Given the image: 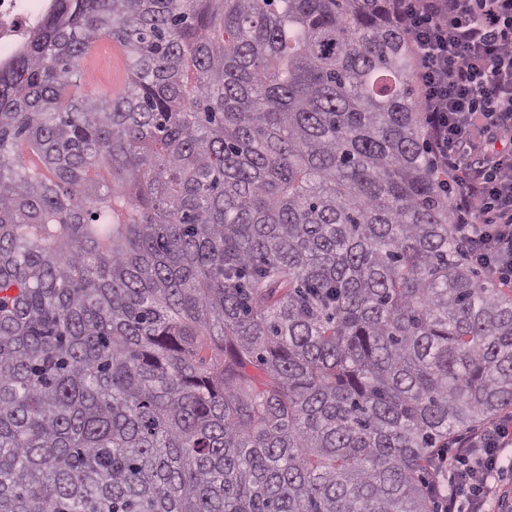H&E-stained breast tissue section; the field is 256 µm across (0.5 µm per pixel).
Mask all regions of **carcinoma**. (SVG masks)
Listing matches in <instances>:
<instances>
[{"mask_svg":"<svg viewBox=\"0 0 512 512\" xmlns=\"http://www.w3.org/2000/svg\"><path fill=\"white\" fill-rule=\"evenodd\" d=\"M395 2L56 0L0 72V512H431L512 408ZM117 47L109 40H103L98 44L100 51V68L98 72H91L86 68L85 61L82 63L81 70V91L82 84L87 80L95 82L100 87V94L109 93L112 90L111 68H112V53ZM84 93V92H83Z\"/></svg>","mask_w":512,"mask_h":512,"instance_id":"1","label":"carcinoma"}]
</instances>
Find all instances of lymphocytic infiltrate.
Masks as SVG:
<instances>
[{
	"label": "lymphocytic infiltrate",
	"mask_w": 512,
	"mask_h": 512,
	"mask_svg": "<svg viewBox=\"0 0 512 512\" xmlns=\"http://www.w3.org/2000/svg\"><path fill=\"white\" fill-rule=\"evenodd\" d=\"M406 36L419 61V108L437 170L446 175L456 234L471 262L512 279V0H401ZM507 150H498L501 142ZM512 426L499 420L461 437L478 472L459 502L456 469L436 470L450 492L442 512H484L497 459Z\"/></svg>",
	"instance_id": "lymphocytic-infiltrate-1"
}]
</instances>
